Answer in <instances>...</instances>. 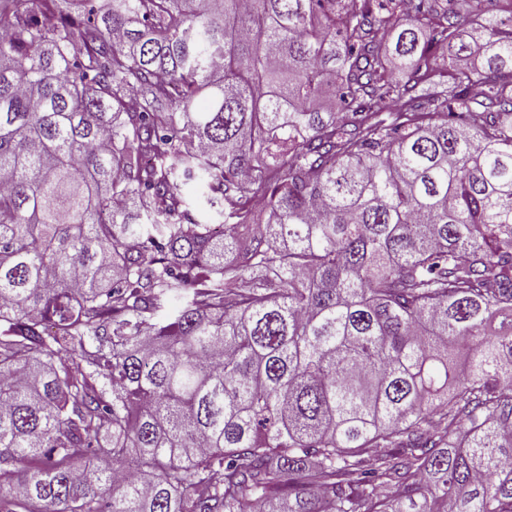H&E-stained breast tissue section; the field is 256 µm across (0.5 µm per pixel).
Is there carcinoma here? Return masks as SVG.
I'll use <instances>...</instances> for the list:
<instances>
[{"instance_id":"obj_1","label":"carcinoma","mask_w":512,"mask_h":512,"mask_svg":"<svg viewBox=\"0 0 512 512\" xmlns=\"http://www.w3.org/2000/svg\"><path fill=\"white\" fill-rule=\"evenodd\" d=\"M507 20L0 0V512H512Z\"/></svg>"}]
</instances>
